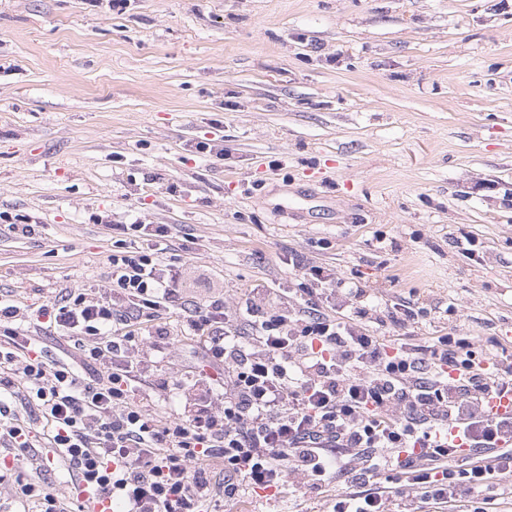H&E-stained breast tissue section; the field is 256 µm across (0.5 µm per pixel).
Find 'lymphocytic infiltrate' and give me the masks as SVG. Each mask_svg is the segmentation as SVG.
Returning <instances> with one entry per match:
<instances>
[{
	"instance_id": "obj_1",
	"label": "lymphocytic infiltrate",
	"mask_w": 512,
	"mask_h": 512,
	"mask_svg": "<svg viewBox=\"0 0 512 512\" xmlns=\"http://www.w3.org/2000/svg\"><path fill=\"white\" fill-rule=\"evenodd\" d=\"M120 231L145 245L116 241L108 293L72 292L36 311L73 341L79 364L45 358L0 295V437L13 448L28 451L33 424L47 423L49 444L84 490L124 512H201L216 467L228 500L240 483L276 491L289 474L309 494L335 486L333 512H455L465 501L497 512L496 481L512 472V416H489L484 405L512 390V365L481 364L452 336L388 349L361 304L366 287L320 269L308 274L303 306L247 307L251 340L229 327L223 300L196 306L188 326L202 358L188 410L159 419L139 397L134 349L146 331L163 336L150 323L176 301L182 272L163 259L168 225ZM336 298L350 302L349 315L330 314ZM101 365L105 374L92 376ZM460 416L465 426L450 432Z\"/></svg>"
}]
</instances>
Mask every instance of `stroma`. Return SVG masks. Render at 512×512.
<instances>
[{
	"label": "stroma",
	"instance_id": "stroma-1",
	"mask_svg": "<svg viewBox=\"0 0 512 512\" xmlns=\"http://www.w3.org/2000/svg\"><path fill=\"white\" fill-rule=\"evenodd\" d=\"M212 150L198 153L197 142ZM279 168H271V160ZM512 7L499 0H0V291L49 357L68 339L36 320L65 289L103 294L115 224H165L182 267L142 338L146 403L181 417L198 362L190 303L299 306L310 268L366 285L391 345L466 338L512 354ZM406 304L414 318L385 316ZM17 481L67 512L75 471L46 439L17 453ZM223 512H330L295 481L242 486Z\"/></svg>",
	"mask_w": 512,
	"mask_h": 512
}]
</instances>
